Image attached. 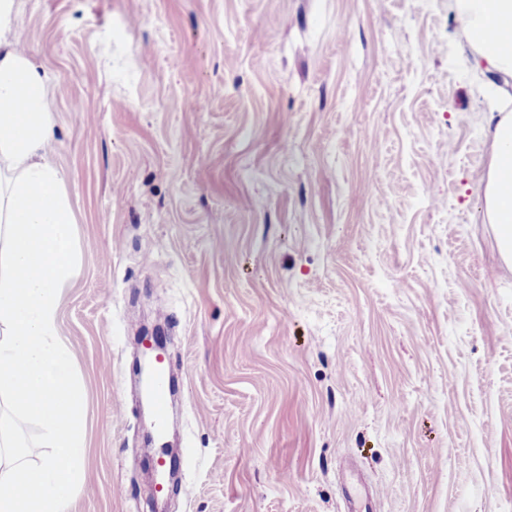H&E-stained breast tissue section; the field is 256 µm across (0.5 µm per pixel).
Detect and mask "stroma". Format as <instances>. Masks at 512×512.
I'll use <instances>...</instances> for the list:
<instances>
[{
    "label": "stroma",
    "mask_w": 512,
    "mask_h": 512,
    "mask_svg": "<svg viewBox=\"0 0 512 512\" xmlns=\"http://www.w3.org/2000/svg\"><path fill=\"white\" fill-rule=\"evenodd\" d=\"M81 269L70 512H150L135 336L166 324L159 512H512L491 76L454 0H22Z\"/></svg>",
    "instance_id": "obj_1"
}]
</instances>
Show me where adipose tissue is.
<instances>
[{
  "mask_svg": "<svg viewBox=\"0 0 512 512\" xmlns=\"http://www.w3.org/2000/svg\"><path fill=\"white\" fill-rule=\"evenodd\" d=\"M475 69L512 76V0H455ZM17 0H0V512H69L87 441L61 290L80 271L64 179L48 158L51 78L19 48ZM483 187L502 255L512 257V115L492 131ZM38 429L31 460L21 425Z\"/></svg>",
  "mask_w": 512,
  "mask_h": 512,
  "instance_id": "ef3b65f1",
  "label": "adipose tissue"
}]
</instances>
